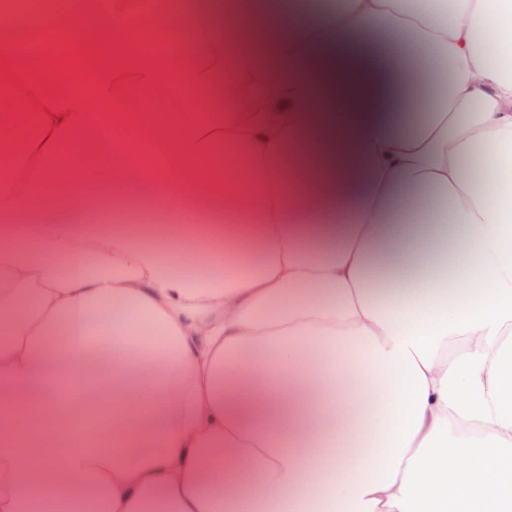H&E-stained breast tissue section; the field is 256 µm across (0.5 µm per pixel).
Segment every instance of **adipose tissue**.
<instances>
[{
	"instance_id": "obj_1",
	"label": "adipose tissue",
	"mask_w": 512,
	"mask_h": 512,
	"mask_svg": "<svg viewBox=\"0 0 512 512\" xmlns=\"http://www.w3.org/2000/svg\"><path fill=\"white\" fill-rule=\"evenodd\" d=\"M85 11L46 20L91 92L0 88V512H512V0H195L156 18L215 26L174 71L105 56L130 19ZM130 74L210 117L120 109ZM243 87L265 111L223 115ZM112 110L171 164L121 156L107 229ZM175 202L207 224L173 261L125 207Z\"/></svg>"
}]
</instances>
